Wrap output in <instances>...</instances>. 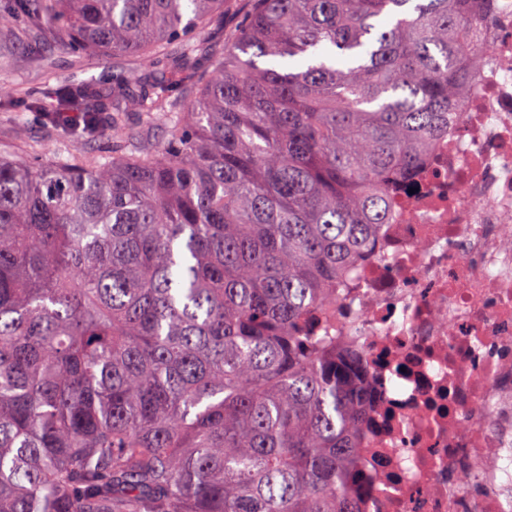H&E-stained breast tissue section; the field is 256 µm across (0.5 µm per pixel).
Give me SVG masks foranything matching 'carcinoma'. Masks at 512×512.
<instances>
[{
  "instance_id": "carcinoma-1",
  "label": "carcinoma",
  "mask_w": 512,
  "mask_h": 512,
  "mask_svg": "<svg viewBox=\"0 0 512 512\" xmlns=\"http://www.w3.org/2000/svg\"><path fill=\"white\" fill-rule=\"evenodd\" d=\"M11 2L0 59L161 68L31 110L91 136L131 100L169 140L128 132L92 166L0 156V512H360L358 364L303 327L477 80L492 0H255L179 99L226 0ZM211 69L209 61L204 59L198 61L195 67L185 73L183 81L174 87V95L179 96L186 91L196 93L202 87Z\"/></svg>"
}]
</instances>
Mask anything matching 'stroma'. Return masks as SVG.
Wrapping results in <instances>:
<instances>
[{"mask_svg":"<svg viewBox=\"0 0 512 512\" xmlns=\"http://www.w3.org/2000/svg\"><path fill=\"white\" fill-rule=\"evenodd\" d=\"M153 67L136 65L120 56H108L92 50L54 49L50 73L33 68L25 47H18L9 63L0 65V82L15 101L11 112H0V155L36 166L54 159L78 156L83 163L94 164L111 158L121 141L110 122H103L95 135L78 139L61 136L27 102L51 90L63 93L67 80L92 86H104L115 79L147 81Z\"/></svg>","mask_w":512,"mask_h":512,"instance_id":"1","label":"stroma"}]
</instances>
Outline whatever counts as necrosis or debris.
Segmentation results:
<instances>
[{
    "instance_id": "1",
    "label": "necrosis or debris",
    "mask_w": 512,
    "mask_h": 512,
    "mask_svg": "<svg viewBox=\"0 0 512 512\" xmlns=\"http://www.w3.org/2000/svg\"><path fill=\"white\" fill-rule=\"evenodd\" d=\"M474 34L478 80L330 306L370 411L362 512H512V0Z\"/></svg>"
}]
</instances>
